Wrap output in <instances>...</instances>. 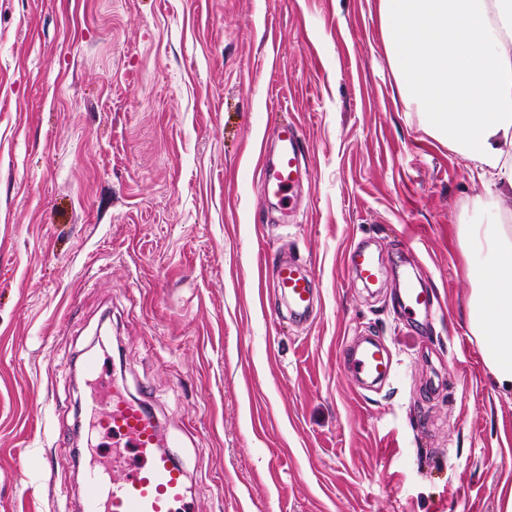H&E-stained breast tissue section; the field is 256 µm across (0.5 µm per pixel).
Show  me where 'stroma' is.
I'll use <instances>...</instances> for the list:
<instances>
[{"mask_svg":"<svg viewBox=\"0 0 512 512\" xmlns=\"http://www.w3.org/2000/svg\"><path fill=\"white\" fill-rule=\"evenodd\" d=\"M284 126L287 207L256 165ZM471 168L404 101L378 0H0V512H78L94 357L148 397L195 512H504ZM359 242L380 287L346 267ZM285 259L318 293L302 320ZM409 279L432 315L399 307ZM368 335L393 359L371 390ZM281 143L277 159L264 165L260 179L264 194L284 202L290 199L298 173L299 142L292 129L283 128L278 133Z\"/></svg>","mask_w":512,"mask_h":512,"instance_id":"obj_1","label":"stroma"}]
</instances>
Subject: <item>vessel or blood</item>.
<instances>
[{
  "label": "vessel or blood",
  "mask_w": 512,
  "mask_h": 512,
  "mask_svg": "<svg viewBox=\"0 0 512 512\" xmlns=\"http://www.w3.org/2000/svg\"><path fill=\"white\" fill-rule=\"evenodd\" d=\"M278 138L279 154L264 166L260 183L266 196L282 202L289 199L296 183L299 142L288 128L281 129ZM350 267L362 281L378 278L375 258L365 249L353 250ZM277 286L295 314L309 313L313 292L308 279L297 272L293 263L279 265ZM403 293L405 310L431 313L432 302L426 291L408 282ZM352 366L364 377L379 381L389 374L391 358L384 348L372 342L353 354ZM88 409L94 429L122 440L125 447L136 450L139 460L120 479L112 477L111 463H103L101 471L90 476L81 512H188L186 470L172 454L160 451L159 425L146 398H128L116 391L105 406L92 403Z\"/></svg>",
  "instance_id": "b4317fda"
}]
</instances>
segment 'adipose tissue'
Wrapping results in <instances>:
<instances>
[{"label":"adipose tissue","instance_id":"obj_1","mask_svg":"<svg viewBox=\"0 0 512 512\" xmlns=\"http://www.w3.org/2000/svg\"><path fill=\"white\" fill-rule=\"evenodd\" d=\"M393 77L427 129L468 158L484 224L461 225L473 253L468 324L497 386L512 393V0H379Z\"/></svg>","mask_w":512,"mask_h":512}]
</instances>
